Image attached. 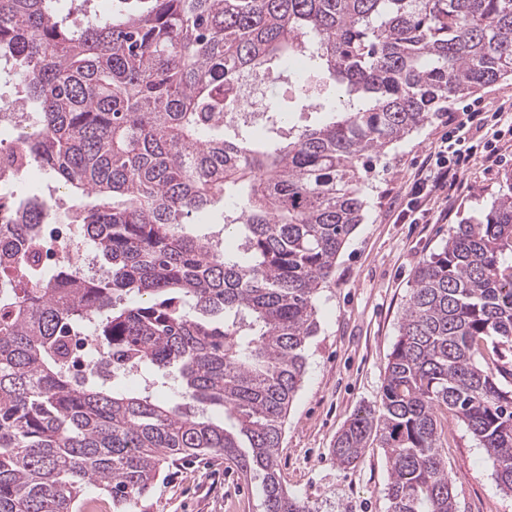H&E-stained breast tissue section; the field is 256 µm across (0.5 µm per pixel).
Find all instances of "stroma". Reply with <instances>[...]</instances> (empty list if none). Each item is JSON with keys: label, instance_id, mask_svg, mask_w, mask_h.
<instances>
[{"label": "stroma", "instance_id": "obj_1", "mask_svg": "<svg viewBox=\"0 0 512 512\" xmlns=\"http://www.w3.org/2000/svg\"><path fill=\"white\" fill-rule=\"evenodd\" d=\"M444 112L390 144L360 171L363 220L347 238L334 275L316 296L319 328L304 349L306 372L286 417L279 475L310 512H388V468L382 449H366L340 467L330 450L358 409L378 404L388 357L416 268L441 251L458 224L490 209L512 173V141L496 162L476 161L447 212L414 217L405 188L445 132ZM448 473L457 512H512V495L495 480L496 464L467 426L444 424ZM134 512H263L261 482L205 456L163 466Z\"/></svg>", "mask_w": 512, "mask_h": 512}]
</instances>
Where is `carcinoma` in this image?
<instances>
[{
	"label": "carcinoma",
	"mask_w": 512,
	"mask_h": 512,
	"mask_svg": "<svg viewBox=\"0 0 512 512\" xmlns=\"http://www.w3.org/2000/svg\"><path fill=\"white\" fill-rule=\"evenodd\" d=\"M58 0H0L37 128L18 145L72 204L0 201V512H76L87 488L132 512L162 464L211 455L262 478L265 512H310L278 476L282 428L318 331L316 295L363 218L357 163L452 98L512 75V0H143L70 23ZM300 59L343 93L297 126L266 98L262 125L224 124L261 70ZM220 211L237 250L183 231ZM56 218L92 247L41 263ZM95 350L72 368L66 338ZM512 183L413 274L379 405L331 454L381 448L389 512H456L441 417L463 422L512 494ZM176 371L172 399L132 372Z\"/></svg>",
	"instance_id": "obj_1"
}]
</instances>
